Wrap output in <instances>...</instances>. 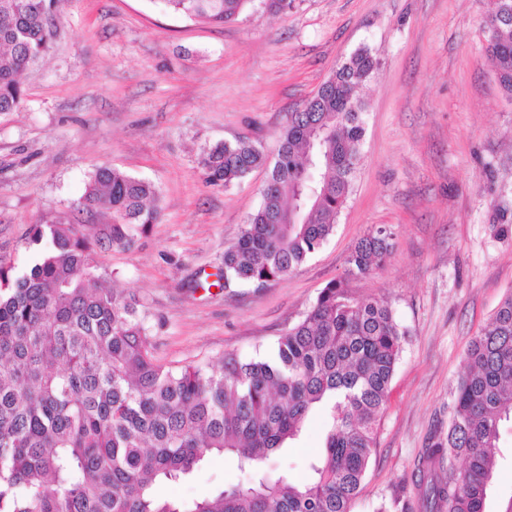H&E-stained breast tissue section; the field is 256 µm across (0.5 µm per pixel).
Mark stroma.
Returning <instances> with one entry per match:
<instances>
[{
  "label": "stroma",
  "mask_w": 512,
  "mask_h": 512,
  "mask_svg": "<svg viewBox=\"0 0 512 512\" xmlns=\"http://www.w3.org/2000/svg\"><path fill=\"white\" fill-rule=\"evenodd\" d=\"M492 0H249L236 22L208 24L149 0H57L56 35L28 73L25 101L0 114V260L25 268L39 224L101 223L77 213L90 174L107 165L155 184L159 223L131 248L98 250L106 286L148 311L166 366L271 354L329 282L388 303L407 336L377 450L351 506L372 512L410 475L448 402L471 340L512 294V102L487 55ZM380 68L361 91L362 160L327 242L283 279L224 287L226 246L260 204L267 168L229 187L206 182L211 146L249 140L274 155L300 107L357 49ZM391 227V254L347 276L360 238ZM315 411L277 458L296 482L323 445ZM486 512L512 497L503 438ZM211 454L160 496L201 499L245 480Z\"/></svg>",
  "instance_id": "obj_1"
}]
</instances>
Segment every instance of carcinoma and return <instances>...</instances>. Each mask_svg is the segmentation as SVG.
<instances>
[{"mask_svg": "<svg viewBox=\"0 0 512 512\" xmlns=\"http://www.w3.org/2000/svg\"><path fill=\"white\" fill-rule=\"evenodd\" d=\"M55 0H0V113L17 110L46 54ZM216 25L248 0H149ZM487 52L512 100V0H495ZM367 48L289 113L273 163L246 140L217 143L200 164L228 187L269 165L261 203L224 248V287L286 277L333 233L352 192L365 135L354 92L377 73ZM149 181L102 166L75 202L109 224L37 226L27 271L0 266V512H350L372 455L405 331L391 307L346 288L381 268L393 232L378 227L270 356L166 368L144 305L101 285L95 247H129L159 223ZM326 411L323 453L296 483L275 458ZM512 412V294L470 342L448 404L446 438H429L416 471L377 512H485L500 422ZM233 456L248 478L191 502L161 498L206 456ZM463 459L462 466L456 460Z\"/></svg>", "mask_w": 512, "mask_h": 512, "instance_id": "obj_1", "label": "carcinoma"}]
</instances>
